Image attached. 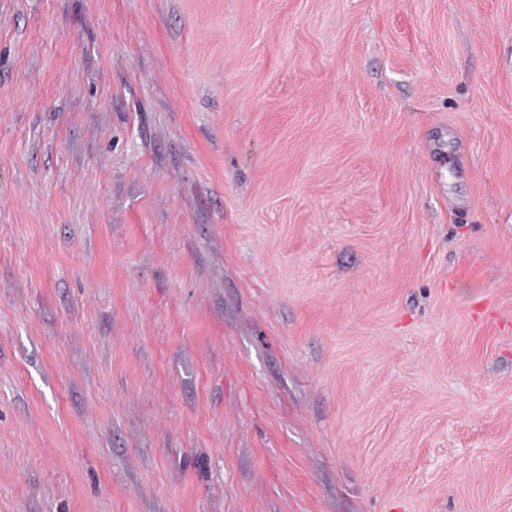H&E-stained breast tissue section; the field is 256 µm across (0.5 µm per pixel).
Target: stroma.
I'll list each match as a JSON object with an SVG mask.
<instances>
[{
	"label": "stroma",
	"mask_w": 512,
	"mask_h": 512,
	"mask_svg": "<svg viewBox=\"0 0 512 512\" xmlns=\"http://www.w3.org/2000/svg\"><path fill=\"white\" fill-rule=\"evenodd\" d=\"M0 512H512V0H0Z\"/></svg>",
	"instance_id": "obj_1"
}]
</instances>
